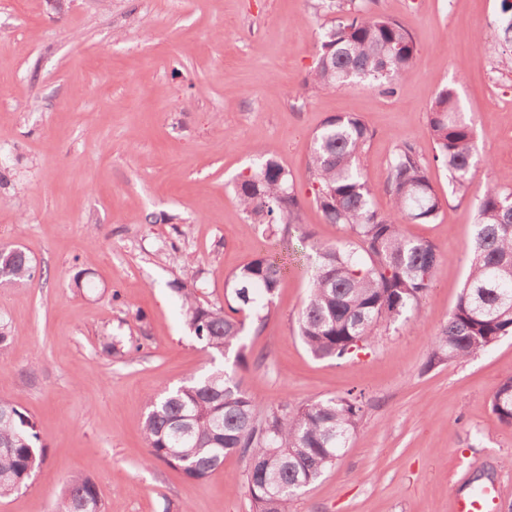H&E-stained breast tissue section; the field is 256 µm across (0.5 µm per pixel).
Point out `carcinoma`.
<instances>
[{
	"label": "carcinoma",
	"mask_w": 512,
	"mask_h": 512,
	"mask_svg": "<svg viewBox=\"0 0 512 512\" xmlns=\"http://www.w3.org/2000/svg\"><path fill=\"white\" fill-rule=\"evenodd\" d=\"M333 15L303 85L314 95L331 87L373 81L392 96L414 64V35L397 20L381 17L359 0H324ZM434 143L432 162L404 141L389 163L387 190L393 213L372 206L373 189L361 157L373 131L355 114L328 117L315 134L309 156L312 202L347 239L314 245L307 269L309 294L299 313L300 340L317 359H347L370 346L374 330L416 311L432 288L442 256L430 241L413 237L407 224H427L442 210L428 177L429 164L448 171L451 195L464 198L472 169L474 129L454 88L442 89L427 111ZM234 194L246 217L274 234L300 224L302 198L276 152L269 151ZM476 231L468 274L448 321L434 337L430 365L469 359L512 336V191L490 187L476 207ZM37 274L30 255L17 249L3 283L26 285ZM285 275L272 255L259 256L225 278L224 304L200 299L197 289L176 285L182 313L196 340L212 354L234 355V369L214 367L199 377L147 398L141 431L149 463L158 461L194 480H204L237 454L246 461L252 512H291V504L335 465L365 414V396L288 399L256 413L255 398L238 370L247 366L242 343L246 320L263 322ZM491 409L512 426V377L504 379ZM45 446L36 422L0 398V498L28 487ZM54 512H103L95 482L81 474L67 480Z\"/></svg>",
	"instance_id": "cac0c4a2"
}]
</instances>
